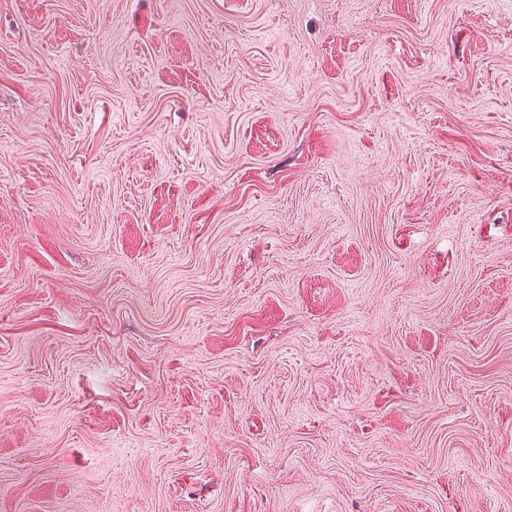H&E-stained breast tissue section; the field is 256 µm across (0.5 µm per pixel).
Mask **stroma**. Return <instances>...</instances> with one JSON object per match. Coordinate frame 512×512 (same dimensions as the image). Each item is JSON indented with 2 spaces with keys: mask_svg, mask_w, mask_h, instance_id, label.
<instances>
[{
  "mask_svg": "<svg viewBox=\"0 0 512 512\" xmlns=\"http://www.w3.org/2000/svg\"><path fill=\"white\" fill-rule=\"evenodd\" d=\"M0 512H512V0H0Z\"/></svg>",
  "mask_w": 512,
  "mask_h": 512,
  "instance_id": "35a3bbf8",
  "label": "stroma"
}]
</instances>
